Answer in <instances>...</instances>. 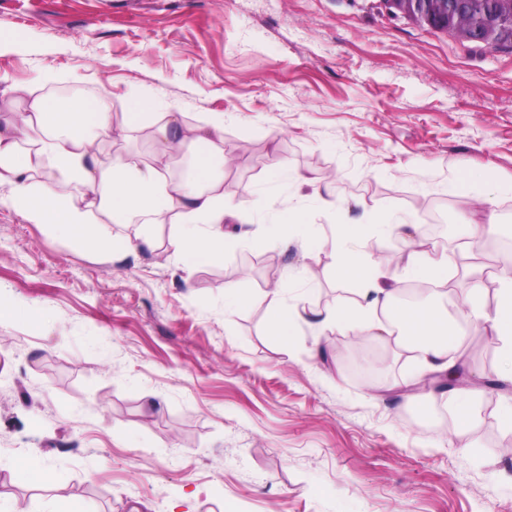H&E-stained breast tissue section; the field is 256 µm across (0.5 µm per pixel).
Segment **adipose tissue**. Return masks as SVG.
I'll return each instance as SVG.
<instances>
[{"label": "adipose tissue", "instance_id": "adipose-tissue-1", "mask_svg": "<svg viewBox=\"0 0 512 512\" xmlns=\"http://www.w3.org/2000/svg\"><path fill=\"white\" fill-rule=\"evenodd\" d=\"M142 119L141 113H116L108 94L33 96L21 112L0 122V187L7 188L9 203L35 224L78 244L106 254L130 252L150 246L148 234L116 238L114 224L177 225L169 247L183 266L195 268L218 260L230 246L225 220L248 223L246 207L224 205V115L205 113L198 124L182 130L177 112L159 113L153 124V160L116 153L105 155L104 146L128 139ZM189 150L193 165L188 177L174 179L168 163L180 150ZM85 189L82 196L69 193L70 185ZM410 245L407 279L443 283L448 279L446 257L423 258L417 251L419 227L415 224H343L333 248V266L346 283L371 284L372 307L382 311L379 320L363 328L373 336L394 338L412 352L422 376L439 381L456 367L450 353L459 344L461 322L433 306L398 302L396 290L378 282L370 262L356 250L357 241L377 227ZM493 308H485L481 289L463 291L466 306L483 309V317L505 361L501 380L512 383V270L502 269Z\"/></svg>", "mask_w": 512, "mask_h": 512}]
</instances>
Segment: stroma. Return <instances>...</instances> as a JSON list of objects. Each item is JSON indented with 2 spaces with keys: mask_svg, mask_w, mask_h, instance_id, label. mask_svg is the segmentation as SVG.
Wrapping results in <instances>:
<instances>
[{
  "mask_svg": "<svg viewBox=\"0 0 512 512\" xmlns=\"http://www.w3.org/2000/svg\"><path fill=\"white\" fill-rule=\"evenodd\" d=\"M52 81H44V74ZM107 93L145 116L112 151L152 160L151 124L224 115V202L250 208L224 257L185 270L169 248L86 249L0 205V499L14 512H512L498 452L512 386L468 430L405 398L415 366L392 339L350 350L367 308L331 266L337 227L378 214L444 222L431 255L470 257L488 217L512 226V51L462 42L388 0H0V113L15 87ZM306 184L292 181V174ZM495 190L492 211L460 190ZM302 225L267 232L279 212ZM276 259L267 292L256 261ZM239 288L250 301L224 306ZM304 305L291 342L274 309ZM42 307L45 326L27 313ZM454 354L499 372L480 318ZM57 471L29 484L18 461Z\"/></svg>",
  "mask_w": 512,
  "mask_h": 512,
  "instance_id": "1",
  "label": "stroma"
}]
</instances>
